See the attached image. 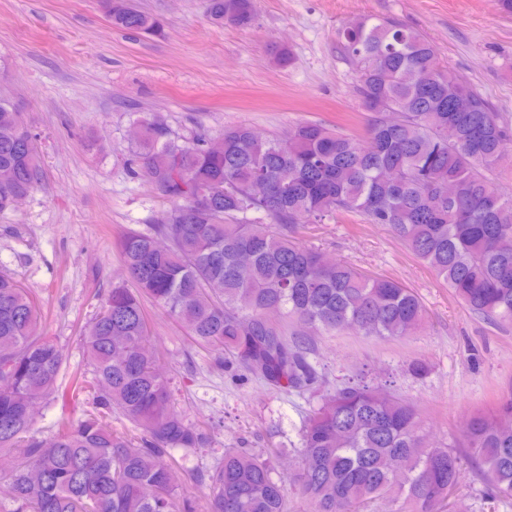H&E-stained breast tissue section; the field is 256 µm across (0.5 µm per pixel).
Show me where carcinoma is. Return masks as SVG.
Instances as JSON below:
<instances>
[{
    "mask_svg": "<svg viewBox=\"0 0 512 512\" xmlns=\"http://www.w3.org/2000/svg\"><path fill=\"white\" fill-rule=\"evenodd\" d=\"M109 12L118 29L161 30L126 0H111ZM209 16L247 28L254 0H209ZM339 41L370 112L361 137L307 121L284 138L236 125L216 141L187 143L161 115L141 120L137 175L170 209L151 232L126 230L118 238L124 275L84 330L92 378L64 380V356L40 332L39 304L0 273V453L15 460L0 499L9 512H198L195 501L178 497L171 451L203 448L208 437L170 407V380L146 349L147 302L215 352L217 367L318 398L300 429L297 473L276 479L270 460L226 448L220 464L194 476L204 487V512H288L290 483L313 512H361L389 495L410 512H445L460 455L424 446L416 404L383 401L362 380L327 388L309 343L348 328L412 336L425 322L420 299L395 279L345 262L323 264L296 233L337 212L384 225L473 313L508 329L512 192L487 172L501 161L512 127L406 24L368 17L342 28ZM390 171L400 179H388ZM39 179L36 136L18 105L0 97V209ZM64 388L75 400L88 396L95 413L61 420L46 438L31 434V403ZM116 412L141 430L139 440L112 430L107 419ZM506 420L512 394L494 414L471 418L465 443L495 497L507 503Z\"/></svg>",
    "mask_w": 512,
    "mask_h": 512,
    "instance_id": "cac0c4a2",
    "label": "carcinoma"
}]
</instances>
